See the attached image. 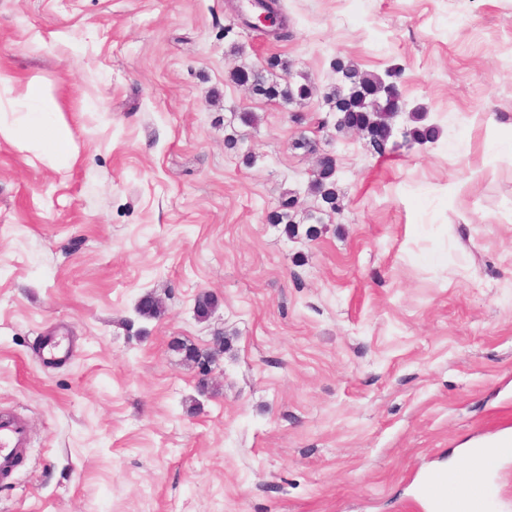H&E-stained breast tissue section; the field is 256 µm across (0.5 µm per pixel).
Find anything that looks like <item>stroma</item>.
<instances>
[{
	"mask_svg": "<svg viewBox=\"0 0 512 512\" xmlns=\"http://www.w3.org/2000/svg\"><path fill=\"white\" fill-rule=\"evenodd\" d=\"M246 3L0 0V113L37 83L78 152L66 171L0 138V410L30 431L0 512H432L431 475L512 439V148L490 121L512 118V0H281V42ZM338 56L401 65L438 141L381 157L338 132ZM239 67L313 94L267 100ZM301 137L335 153L343 205L315 238L268 221L285 192L314 204ZM55 334L73 350L50 361ZM218 336L204 387L171 344ZM483 468L512 512V452Z\"/></svg>",
	"mask_w": 512,
	"mask_h": 512,
	"instance_id": "obj_1",
	"label": "stroma"
}]
</instances>
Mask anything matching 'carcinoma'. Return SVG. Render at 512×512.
I'll list each match as a JSON object with an SVG mask.
<instances>
[{"label":"carcinoma","mask_w":512,"mask_h":512,"mask_svg":"<svg viewBox=\"0 0 512 512\" xmlns=\"http://www.w3.org/2000/svg\"><path fill=\"white\" fill-rule=\"evenodd\" d=\"M332 66L337 70L344 71L355 89V92L352 94L344 93L336 88L327 93L326 99L329 103L333 104L334 110L340 114H347L351 122L374 132L390 125L393 114L373 110L370 105V97L365 93V88H374L383 80L387 82L393 79L399 80L403 76V69L392 64L381 75L361 72L354 64L346 62L341 58L334 59ZM230 77L232 81L238 84H243L248 80L255 81L254 92L271 100L280 99L290 102L296 99L302 101L308 99L311 95V87L307 83H287L283 86L277 83L270 84L261 75V72L252 69H235L230 73ZM416 112V121L419 122V125L407 130L405 137L409 141L421 145L435 143L439 136L438 128L434 125L423 123L424 108L419 107L416 109ZM310 190L320 202V206L308 211L305 219L315 224H320L322 223L321 214L323 212L329 210L334 213L339 210L340 196L336 190V177L326 172L316 174L311 181ZM296 216L297 212L289 208L288 201L285 200L278 210L269 215V220L274 224L284 225L283 232L288 236L294 237L298 234Z\"/></svg>","instance_id":"cac0c4a2"}]
</instances>
